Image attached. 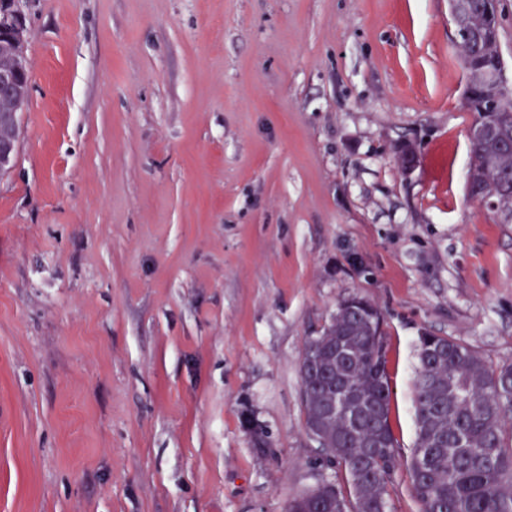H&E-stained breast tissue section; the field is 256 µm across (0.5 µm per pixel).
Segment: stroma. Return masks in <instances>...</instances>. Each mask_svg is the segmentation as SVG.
Masks as SVG:
<instances>
[{
	"instance_id": "35a3bbf8",
	"label": "stroma",
	"mask_w": 512,
	"mask_h": 512,
	"mask_svg": "<svg viewBox=\"0 0 512 512\" xmlns=\"http://www.w3.org/2000/svg\"><path fill=\"white\" fill-rule=\"evenodd\" d=\"M23 11L0 512H287L344 483L307 431L299 368L353 296L383 319L402 454L422 333L512 364V223L468 193L448 0Z\"/></svg>"
}]
</instances>
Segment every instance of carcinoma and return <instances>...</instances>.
I'll return each instance as SVG.
<instances>
[{
  "label": "carcinoma",
  "mask_w": 512,
  "mask_h": 512,
  "mask_svg": "<svg viewBox=\"0 0 512 512\" xmlns=\"http://www.w3.org/2000/svg\"><path fill=\"white\" fill-rule=\"evenodd\" d=\"M475 10L457 21L458 29L489 19V0H474ZM6 56L23 63L21 77L30 82L25 55L28 29L18 22ZM476 121L494 123L500 137L478 142L471 154L474 194L493 193L512 212V116L476 112ZM359 319L340 303L321 335L306 343L300 366L306 423L328 462L345 473L347 490L321 483L296 496L288 512H389L388 487L401 465L390 422V386L383 320ZM419 367L412 383L416 440L406 461L411 493L419 512H512V365L490 367L475 350L448 336L424 333ZM448 348L430 356V343ZM343 344L353 362L343 366L327 351ZM315 360L336 372V382L355 396L323 416L334 390L311 373Z\"/></svg>",
  "instance_id": "1"
}]
</instances>
